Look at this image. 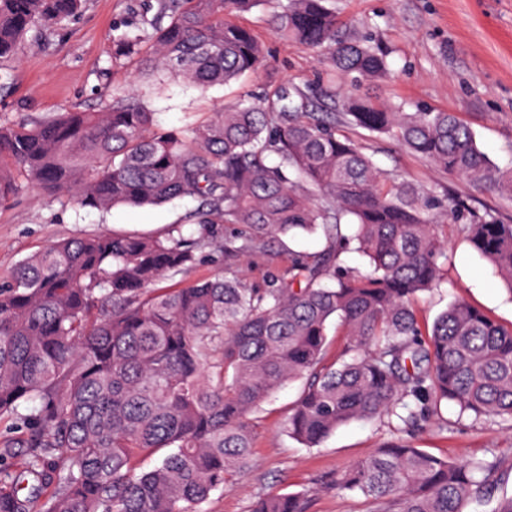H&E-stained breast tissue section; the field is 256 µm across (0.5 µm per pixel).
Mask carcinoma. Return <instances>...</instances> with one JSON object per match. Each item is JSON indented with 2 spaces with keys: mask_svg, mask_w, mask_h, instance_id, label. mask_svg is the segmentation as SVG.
<instances>
[{
  "mask_svg": "<svg viewBox=\"0 0 512 512\" xmlns=\"http://www.w3.org/2000/svg\"><path fill=\"white\" fill-rule=\"evenodd\" d=\"M83 2L0 0V59ZM259 2L158 0L116 51L146 43L145 72L229 84L265 66L262 44L234 21ZM277 27L365 91L278 86L186 132L155 131L133 92L92 112L0 122V205L17 191L14 170L81 208L200 201L187 235L176 224L74 237L0 279V422L20 432L0 444V512H207L249 464L256 412L298 380L286 430L307 448L353 421L446 431L450 403L474 425L512 423V327L458 299L424 333L415 308L441 281L436 228L450 220L512 292V224L383 172L341 127L393 138L509 199L512 170L496 168L454 114L373 97L388 50L370 26H343L332 0H286ZM216 224L237 230L219 240ZM300 233L323 247L288 251V269L263 286L232 271L240 257L272 261ZM352 242L364 272L342 265ZM206 249L224 255V274L170 285ZM332 321L347 336L334 359ZM505 478L492 449L447 459L398 437L318 490L360 494L366 512H464L494 498L492 512H512V495L496 498ZM309 508L305 493H267L250 512Z\"/></svg>",
  "mask_w": 512,
  "mask_h": 512,
  "instance_id": "1",
  "label": "carcinoma"
}]
</instances>
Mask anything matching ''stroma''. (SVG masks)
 <instances>
[{
	"label": "stroma",
	"instance_id": "35a3bbf8",
	"mask_svg": "<svg viewBox=\"0 0 512 512\" xmlns=\"http://www.w3.org/2000/svg\"><path fill=\"white\" fill-rule=\"evenodd\" d=\"M284 2L264 0L238 17L264 43L266 66L203 91L165 73L145 76L138 55H114L116 40L155 14L156 0H86L78 15L54 26L48 36L27 33L20 53L0 62V121L92 110L122 90L141 97L156 127L179 130L207 121L243 95L288 82H316L321 70L317 53L282 39L276 30L275 16ZM334 5L347 26L373 23L390 51L391 73L374 88L380 99L456 113L496 166L512 168V0H334ZM345 133L384 171L438 185L469 208L512 224L511 199L473 190L466 180L438 171L391 138L351 127ZM197 206V199L185 197L156 207H117L102 213L75 208L66 196H50L19 181L15 195L0 206V277L22 258L57 241L115 230L158 232L183 223ZM438 231L448 241L440 260L443 276L418 301L421 328L430 329L457 299L503 326L512 325V293L496 269L473 250L459 225L443 224ZM300 388L297 381L287 384L262 404L249 466L234 486L212 495L209 512H249L259 495L306 489L311 492L309 512H365L362 496L314 492L311 482L370 455L389 439L387 425L352 422L319 447H304L285 429ZM443 415L447 435L420 432L411 435V443L448 459L496 450L509 474L501 492L512 495V425H471L453 405Z\"/></svg>",
	"mask_w": 512,
	"mask_h": 512
}]
</instances>
